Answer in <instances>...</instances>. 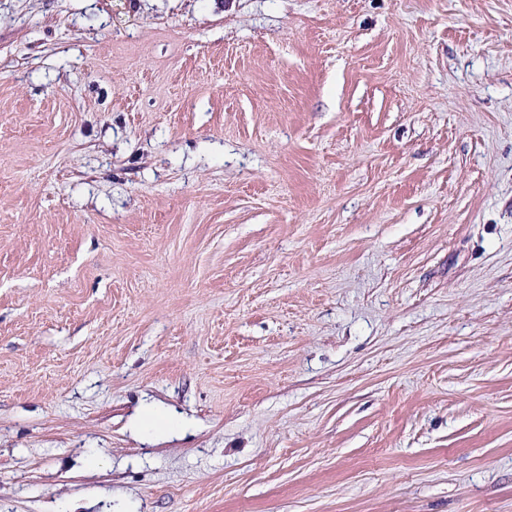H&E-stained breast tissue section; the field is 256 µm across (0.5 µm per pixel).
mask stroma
<instances>
[{
    "label": "stroma",
    "instance_id": "35a3bbf8",
    "mask_svg": "<svg viewBox=\"0 0 512 512\" xmlns=\"http://www.w3.org/2000/svg\"><path fill=\"white\" fill-rule=\"evenodd\" d=\"M0 512H512V0H0Z\"/></svg>",
    "mask_w": 512,
    "mask_h": 512
}]
</instances>
